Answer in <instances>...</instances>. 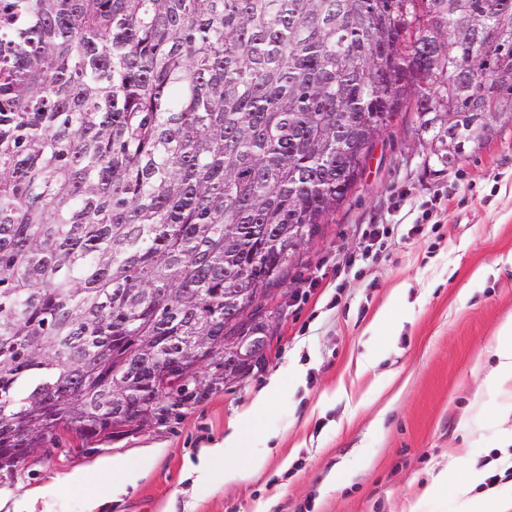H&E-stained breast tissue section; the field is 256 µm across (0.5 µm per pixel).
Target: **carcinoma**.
Listing matches in <instances>:
<instances>
[{
	"label": "carcinoma",
	"mask_w": 512,
	"mask_h": 512,
	"mask_svg": "<svg viewBox=\"0 0 512 512\" xmlns=\"http://www.w3.org/2000/svg\"><path fill=\"white\" fill-rule=\"evenodd\" d=\"M509 71L512 0H0V480L264 362L380 133L450 166Z\"/></svg>",
	"instance_id": "cac0c4a2"
}]
</instances>
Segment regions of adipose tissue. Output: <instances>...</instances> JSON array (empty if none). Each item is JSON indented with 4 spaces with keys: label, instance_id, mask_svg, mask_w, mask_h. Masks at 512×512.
<instances>
[{
    "label": "adipose tissue",
    "instance_id": "adipose-tissue-1",
    "mask_svg": "<svg viewBox=\"0 0 512 512\" xmlns=\"http://www.w3.org/2000/svg\"><path fill=\"white\" fill-rule=\"evenodd\" d=\"M280 389L279 381H272L266 391L260 393L251 406L238 413L230 426L229 433L221 443L207 449L199 467L201 480H209L215 470H222L225 483L232 484L242 480L246 471L245 464L253 463L250 448V429L256 410L265 408ZM483 480L480 470H471L464 484L454 483L447 472H439L428 488L435 495L454 494L461 498L465 512H487L485 502L474 496L473 490Z\"/></svg>",
    "mask_w": 512,
    "mask_h": 512
}]
</instances>
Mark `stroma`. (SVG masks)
<instances>
[{"mask_svg":"<svg viewBox=\"0 0 512 512\" xmlns=\"http://www.w3.org/2000/svg\"><path fill=\"white\" fill-rule=\"evenodd\" d=\"M389 238L348 265L362 230ZM264 365L228 382L169 428L81 454L75 433L28 461L0 512L22 495L34 512H462L425 489L442 470L459 483L512 439V382L489 373L485 346L512 318V123L453 166L430 157L415 108L378 137L344 206L290 269ZM399 332L369 336L380 310ZM281 393L258 411L260 467L239 483L200 481L207 448L272 379ZM121 454L135 482L114 489L98 469ZM82 470L86 485L59 480Z\"/></svg>","mask_w":512,"mask_h":512,"instance_id":"stroma-1","label":"stroma"}]
</instances>
